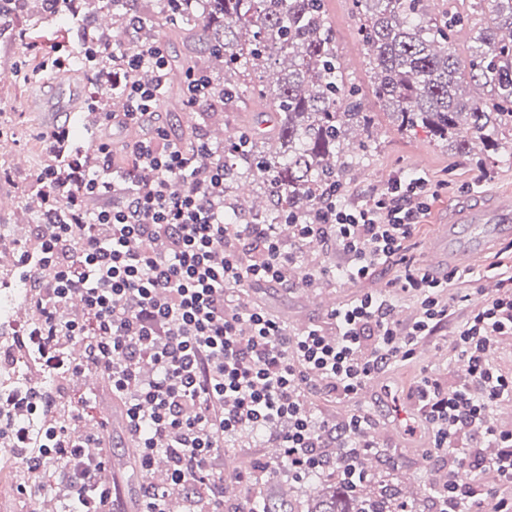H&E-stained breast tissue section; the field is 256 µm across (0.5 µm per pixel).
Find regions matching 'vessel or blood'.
<instances>
[{
	"label": "vessel or blood",
	"instance_id": "b4317fda",
	"mask_svg": "<svg viewBox=\"0 0 512 512\" xmlns=\"http://www.w3.org/2000/svg\"><path fill=\"white\" fill-rule=\"evenodd\" d=\"M510 239L512 192L482 191L449 206L429 244L427 263L435 269H474Z\"/></svg>",
	"mask_w": 512,
	"mask_h": 512
}]
</instances>
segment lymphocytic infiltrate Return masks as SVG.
<instances>
[{
    "mask_svg": "<svg viewBox=\"0 0 512 512\" xmlns=\"http://www.w3.org/2000/svg\"><path fill=\"white\" fill-rule=\"evenodd\" d=\"M78 55L87 64L102 59L100 76L126 80L124 110L99 101L97 126H138L153 114L167 77L161 43L106 45L95 54L83 46ZM145 68L153 78L142 83L136 74ZM45 139L52 162L35 180L69 221L38 225L16 250L9 275L30 284L40 320L16 326L12 340L25 349L65 345L55 364L37 360L62 385L54 393L1 390L0 447L26 449L28 472L63 487L72 512H113L112 487L100 478L110 460L99 436L81 429L94 397L71 384L96 370L122 400L123 431L137 446L141 512H169L173 490L190 484L199 494L187 512H224V442L259 431L271 434L295 482L330 472L352 483L370 478L365 463L381 451L366 438L374 417L363 410L333 422L316 417L306 399L315 389L357 398L392 363L433 342L464 302L451 288L474 272L435 275L410 249L438 186L399 175L355 203L329 190L285 229L228 224L224 162L204 130L188 152L156 127L128 144L121 167L109 144L73 145L68 126ZM314 243L336 250L348 280L391 265L400 272L388 290L365 291L334 310L328 327L293 334L263 309H243L246 287L287 285L300 264L307 286L322 287L325 270L303 252ZM497 277L495 294L469 310L449 341L452 375H423L413 391L447 476L436 487L437 512H512V426L496 417L498 404L512 400V373L491 362L512 336V268ZM401 298L416 305L407 323L397 317ZM24 417L40 419L39 434L21 425ZM467 469L494 471L496 486L464 479ZM44 485L18 489L33 503Z\"/></svg>",
    "mask_w": 512,
    "mask_h": 512,
    "instance_id": "f902f5d3",
    "label": "lymphocytic infiltrate"
}]
</instances>
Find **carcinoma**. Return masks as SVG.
Listing matches in <instances>:
<instances>
[{
  "mask_svg": "<svg viewBox=\"0 0 512 512\" xmlns=\"http://www.w3.org/2000/svg\"><path fill=\"white\" fill-rule=\"evenodd\" d=\"M359 36L373 70L372 93L384 102L400 133L422 130L431 141L478 161L496 158L512 164V0H473L484 23L448 10L436 18L425 0H353ZM141 24L130 31L126 18ZM472 27L471 44L460 55L451 49L456 33ZM59 29L75 43L111 29L142 43L167 37L189 48L168 60L167 85L184 100L185 77L204 71L224 89L206 101L205 119L223 121L224 107L253 99L256 122L243 134L228 135L224 148V192L245 176L260 182L271 200L255 211L260 224H283L301 217L321 194L340 184L349 163L368 159V146L348 153L354 132L371 137L375 117L363 107L362 89L347 81L326 21V0H0V37L25 49L36 29ZM44 188L28 181L19 188L22 214L44 220ZM29 294L14 286L0 298V317L12 315ZM17 379L55 391L54 373L31 377L25 351L15 357ZM307 512H417L392 471L378 472L357 487L340 478L312 476ZM265 512H293L292 504L272 493Z\"/></svg>",
  "mask_w": 512,
  "mask_h": 512,
  "instance_id": "obj_1",
  "label": "carcinoma"
}]
</instances>
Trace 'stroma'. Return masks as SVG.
<instances>
[{"instance_id":"stroma-1","label":"stroma","mask_w":512,"mask_h":512,"mask_svg":"<svg viewBox=\"0 0 512 512\" xmlns=\"http://www.w3.org/2000/svg\"><path fill=\"white\" fill-rule=\"evenodd\" d=\"M327 2L336 48L345 63L348 78L356 86L367 87L371 72L365 65V50L357 35L358 20L353 0ZM35 64L34 56L17 45L0 42V72L10 75L8 81L0 82V123L11 126L15 132L13 153L0 158V167L13 175L12 182H0V194L13 201L11 208L0 210V226H6L12 235L25 236L30 230L28 224L16 219L21 207L17 187L29 181L39 169V157L47 148L43 133L60 125L65 115L75 116L82 112L96 90L94 82L83 77L77 64H69L55 75L43 73L37 76L32 73ZM56 76L70 85L71 99L61 98L52 85L51 80ZM365 106L378 115L379 123L374 132L376 148L369 163L349 167L343 173L341 181L348 199L362 198L367 191L382 187V175L398 170L443 185L413 240L414 255H422L437 222L456 198L482 190L512 191V165L491 161L481 167L469 157L454 154L449 147L429 143L424 135H399L392 130L382 103L369 96ZM305 274V267H298L287 286L257 287L246 294L245 300L262 306L290 332L296 333L309 325L328 322L338 305L348 302L360 291L359 285L339 274L325 287L310 288L302 283ZM452 367L448 345L442 341L413 359L394 363L380 375V389L364 393L358 404L316 393L309 396L308 405L315 413L336 417L353 413L359 405L369 407L382 431L379 443L383 445L384 453L379 459L380 465L394 464L403 489L416 492L424 475L434 472L437 462L427 452L412 455L403 446L404 441L414 437V410L409 394L421 374L445 373ZM101 434L105 452L120 462L114 474L118 492L115 508L117 512H137L140 477L124 436L109 424L104 426ZM416 501L420 512H433L431 494H417Z\"/></svg>"}]
</instances>
